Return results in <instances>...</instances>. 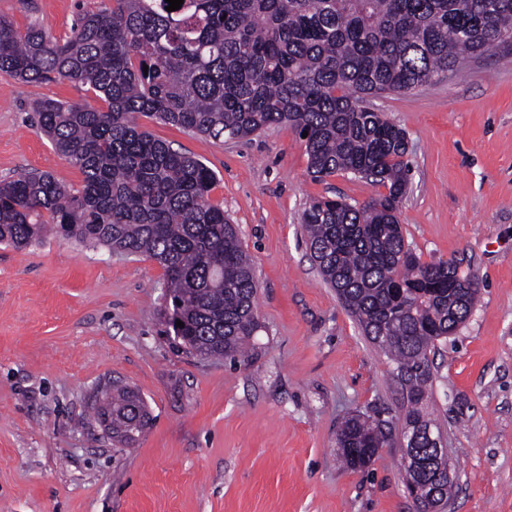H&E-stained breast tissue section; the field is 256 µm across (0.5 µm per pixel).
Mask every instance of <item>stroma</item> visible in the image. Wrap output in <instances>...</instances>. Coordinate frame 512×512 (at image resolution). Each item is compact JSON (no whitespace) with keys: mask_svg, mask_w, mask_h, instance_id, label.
I'll list each match as a JSON object with an SVG mask.
<instances>
[{"mask_svg":"<svg viewBox=\"0 0 512 512\" xmlns=\"http://www.w3.org/2000/svg\"><path fill=\"white\" fill-rule=\"evenodd\" d=\"M96 0H0L23 29L68 33ZM40 99L101 106L88 87L0 75V180L33 170L80 187L36 128ZM407 133L405 239L425 263L475 275L479 301L436 354L431 404L458 477L451 512H512V42L410 91L371 98ZM153 137L199 157L260 283V329L244 361L203 359L163 333L165 271L53 236L0 245V512H415L402 451L344 468L350 414L394 419L386 358L324 285L303 243L311 198L364 204L378 188L312 179L305 144L278 125L216 141L138 116ZM152 417L113 443L93 404L112 383Z\"/></svg>","mask_w":512,"mask_h":512,"instance_id":"stroma-1","label":"stroma"}]
</instances>
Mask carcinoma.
I'll list each match as a JSON object with an SVG mask.
<instances>
[{
  "instance_id": "carcinoma-1",
  "label": "carcinoma",
  "mask_w": 512,
  "mask_h": 512,
  "mask_svg": "<svg viewBox=\"0 0 512 512\" xmlns=\"http://www.w3.org/2000/svg\"><path fill=\"white\" fill-rule=\"evenodd\" d=\"M99 0L69 32L25 31L0 16V73L24 83L85 85L106 109L37 103L36 126L83 175L71 188L48 172L0 182V243L25 249L49 234L165 269L166 326L202 358L245 360L259 328V282L236 228L209 195L215 172L155 139L136 113L213 140L288 124L308 132V173H350L386 189L363 206L312 198L301 213L310 257L364 336L394 364L409 433L403 474L416 512L448 485L428 410L437 343L477 300L473 275L423 263L406 242L405 131L366 105L410 91L496 46L512 32V0ZM184 327L174 329L175 322ZM112 440L135 443L150 425L143 399L114 384L96 407ZM389 421L348 417L345 465L368 467L394 447Z\"/></svg>"
}]
</instances>
